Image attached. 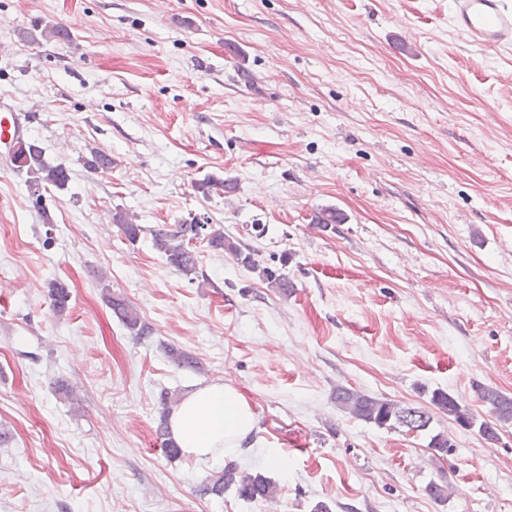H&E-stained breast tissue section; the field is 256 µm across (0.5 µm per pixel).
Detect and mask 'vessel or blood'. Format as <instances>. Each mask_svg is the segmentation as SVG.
Segmentation results:
<instances>
[{"instance_id": "vessel-or-blood-1", "label": "vessel or blood", "mask_w": 512, "mask_h": 512, "mask_svg": "<svg viewBox=\"0 0 512 512\" xmlns=\"http://www.w3.org/2000/svg\"><path fill=\"white\" fill-rule=\"evenodd\" d=\"M450 20L473 45L496 48L512 45V0H452ZM28 131L25 113L8 102H0V160L10 157L15 141Z\"/></svg>"}]
</instances>
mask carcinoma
<instances>
[{
    "mask_svg": "<svg viewBox=\"0 0 512 512\" xmlns=\"http://www.w3.org/2000/svg\"><path fill=\"white\" fill-rule=\"evenodd\" d=\"M20 35L23 40L35 43L38 37L54 40H68L70 32L60 25H41L35 23L32 28H26ZM15 169L26 175L27 188H36L40 194L31 204L41 215L46 224L52 223V217L47 207L43 206L44 194L48 192H64L68 189L70 180L69 170L61 163H52L45 157V151L37 140H26V154L13 160ZM85 166L95 172L112 169V156L94 149L91 157L85 161ZM196 190L207 197L212 192L221 190L225 194H231L237 190V183L231 179H224L215 175H208L196 184ZM345 220L344 215L334 208H322L312 217V223L320 224L327 228L331 224H341ZM112 223L116 224L124 237L131 243L136 242L145 228L135 223L134 216L123 210H116L112 214ZM195 221L176 224L171 228L165 226L150 231L152 245L166 259L170 267L186 276L196 273L199 263V255L190 246L191 241L197 236ZM202 236L207 238L210 247L222 250L230 254L238 265L254 271L268 284V287L286 295L293 284L288 276L276 269L263 266L255 258V251L242 246L224 235V228L204 221L202 224ZM103 296L112 313L120 320L131 335L144 339L151 336L153 329L140 316L134 304L126 297L111 292L108 287L103 288ZM49 297L51 299L53 314L61 316L68 310L70 292L68 286L55 280L50 284ZM169 359L178 367L192 369L200 368V362L191 353L175 347L166 348ZM478 397L487 407L494 421H477L476 415L467 406L461 404L454 396L443 389H436L430 397V404L440 413L448 416V419L460 425L462 423L479 422L478 428L483 430L484 441L494 443L499 440L498 427L512 424V395L486 387H478ZM333 401L336 408L349 417L372 424L378 428L395 429L405 427L413 432H424L430 429L433 415L424 407L406 406L399 402L380 399L367 392L349 388L343 385L336 386L333 392ZM174 402L172 395L163 390L159 396L161 405L160 423L157 428V436L161 441V448L170 459H176L181 454L170 435L168 417L170 404ZM428 448L432 450V457L438 459L448 455L453 448V443L445 430H440L430 435ZM233 489L236 495L248 502L262 500L273 502L278 496V486L265 473L261 471L241 472L237 467L228 463L224 467L212 473L206 481L198 487L201 497H222L224 492Z\"/></svg>",
    "mask_w": 512,
    "mask_h": 512,
    "instance_id": "obj_1",
    "label": "carcinoma"
}]
</instances>
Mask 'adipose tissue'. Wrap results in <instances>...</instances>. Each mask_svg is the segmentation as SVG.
I'll list each match as a JSON object with an SVG mask.
<instances>
[{
	"label": "adipose tissue",
	"instance_id": "adipose-tissue-1",
	"mask_svg": "<svg viewBox=\"0 0 512 512\" xmlns=\"http://www.w3.org/2000/svg\"><path fill=\"white\" fill-rule=\"evenodd\" d=\"M174 441L194 457L218 459L242 447L255 428L248 401L232 386L212 383L183 396L169 416Z\"/></svg>",
	"mask_w": 512,
	"mask_h": 512
}]
</instances>
